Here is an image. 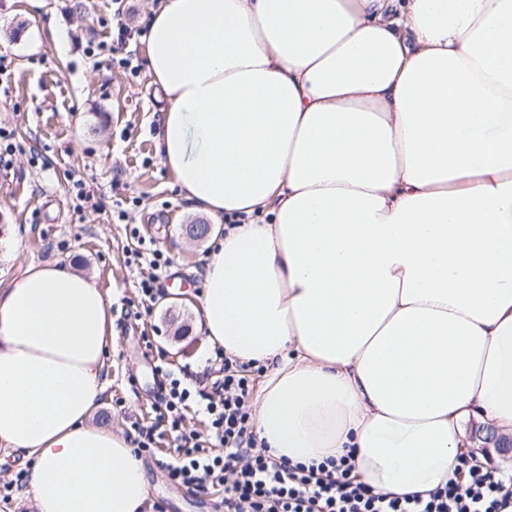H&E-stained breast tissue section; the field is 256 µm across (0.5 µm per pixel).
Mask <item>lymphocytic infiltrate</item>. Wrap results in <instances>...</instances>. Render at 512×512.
<instances>
[{
  "mask_svg": "<svg viewBox=\"0 0 512 512\" xmlns=\"http://www.w3.org/2000/svg\"><path fill=\"white\" fill-rule=\"evenodd\" d=\"M122 9L98 17L110 40L89 38L83 53L111 57L130 75L139 67L120 49L135 33ZM220 378L205 383L199 373L173 370L158 360L162 378L158 412L151 425H135L138 453H152L160 441L175 451L161 456L160 467L177 485L192 489L220 485L224 512H512V474L462 463L458 480L432 490L428 497L375 494L353 473L346 459L329 465L304 466L277 458L258 447L250 395L254 380L247 366L216 351ZM202 417L207 445H200L186 423Z\"/></svg>",
  "mask_w": 512,
  "mask_h": 512,
  "instance_id": "lymphocytic-infiltrate-1",
  "label": "lymphocytic infiltrate"
}]
</instances>
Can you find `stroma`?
I'll return each instance as SVG.
<instances>
[{
  "instance_id": "35a3bbf8",
  "label": "stroma",
  "mask_w": 512,
  "mask_h": 512,
  "mask_svg": "<svg viewBox=\"0 0 512 512\" xmlns=\"http://www.w3.org/2000/svg\"><path fill=\"white\" fill-rule=\"evenodd\" d=\"M112 0H0V54L12 56L9 100L0 125L12 128L23 150L0 163V281L31 263H57L86 273L105 295L118 333L108 357L110 384L94 415L133 436V423L155 416L157 359L199 372L214 354L199 323L210 239L194 241L186 224L205 218L189 203L161 163L154 141L164 101L148 71L130 78L108 62L85 59L76 43ZM94 191L96 207L76 210L68 193L73 174ZM138 198L128 223L113 220L117 201ZM136 225L171 259L163 282L183 297L146 304L138 283L149 273L126 255L137 246ZM142 461L155 512H222L223 487L190 490L173 485L150 455Z\"/></svg>"
}]
</instances>
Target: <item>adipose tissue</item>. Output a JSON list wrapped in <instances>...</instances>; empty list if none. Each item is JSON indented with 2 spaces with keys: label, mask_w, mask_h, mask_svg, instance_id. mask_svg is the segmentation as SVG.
<instances>
[{
  "label": "adipose tissue",
  "mask_w": 512,
  "mask_h": 512,
  "mask_svg": "<svg viewBox=\"0 0 512 512\" xmlns=\"http://www.w3.org/2000/svg\"><path fill=\"white\" fill-rule=\"evenodd\" d=\"M156 149L212 220L201 330L263 368L274 457L350 455L427 495L480 427L512 436V0H161ZM115 325L86 275L0 288V465L37 512H154L129 439L92 425Z\"/></svg>",
  "instance_id": "1"
}]
</instances>
